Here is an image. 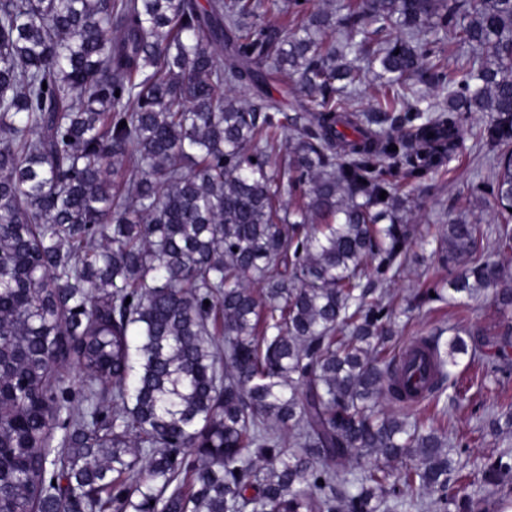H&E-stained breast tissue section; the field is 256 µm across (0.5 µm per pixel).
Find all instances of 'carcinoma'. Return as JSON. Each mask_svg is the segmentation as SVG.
Wrapping results in <instances>:
<instances>
[{"mask_svg":"<svg viewBox=\"0 0 512 512\" xmlns=\"http://www.w3.org/2000/svg\"><path fill=\"white\" fill-rule=\"evenodd\" d=\"M309 3L285 24L264 0H0V512H475L512 494L511 449L465 481L453 433L380 409L440 401L461 355L512 372L511 324L388 357L382 291L414 236L394 178L441 170L464 112L491 115L490 190L512 211V0ZM446 42L481 61L449 63ZM361 56L379 64L366 114L336 86ZM484 235L445 225L448 290L511 315L512 228L481 252ZM268 91L274 98L280 100L284 112L294 115L298 108V98L289 87V83L287 88L283 79L276 80L269 85Z\"/></svg>","mask_w":512,"mask_h":512,"instance_id":"cac0c4a2","label":"carcinoma"}]
</instances>
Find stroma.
Instances as JSON below:
<instances>
[{"label":"stroma","instance_id":"obj_1","mask_svg":"<svg viewBox=\"0 0 512 512\" xmlns=\"http://www.w3.org/2000/svg\"><path fill=\"white\" fill-rule=\"evenodd\" d=\"M486 124L480 117H463L462 138L446 171L433 173L418 181H408L410 224L418 232L409 252L407 264L392 285L397 298L407 299L418 291L441 286L449 272L436 252V237L448 220L464 217L494 228L500 222L499 207L490 193L481 186L490 177L489 157L483 147L479 130ZM503 321L497 307L485 298L475 300H434L415 310L409 323L399 328L390 352L398 354L416 338L435 333L437 328L455 325L461 328L494 330ZM460 385L466 387L462 404H449L447 413H440L434 403L419 406V413L455 430L468 446L470 459H479L493 450L512 448V431L500 436L479 435L478 426L485 409L512 403V378L492 383L486 379L480 364L460 357L453 369Z\"/></svg>","mask_w":512,"mask_h":512}]
</instances>
